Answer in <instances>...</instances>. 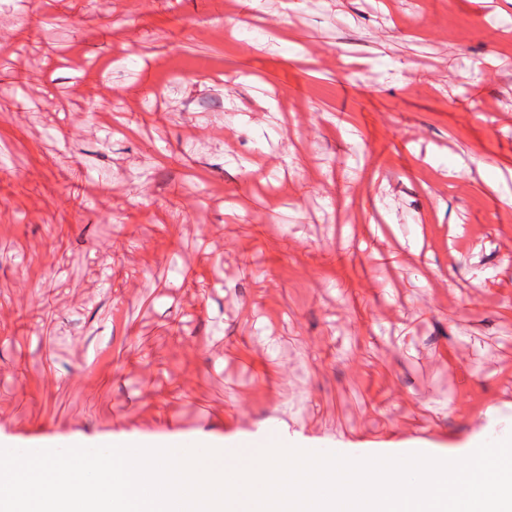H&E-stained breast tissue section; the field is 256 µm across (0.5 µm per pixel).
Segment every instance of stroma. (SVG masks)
I'll use <instances>...</instances> for the list:
<instances>
[{"mask_svg": "<svg viewBox=\"0 0 512 512\" xmlns=\"http://www.w3.org/2000/svg\"><path fill=\"white\" fill-rule=\"evenodd\" d=\"M0 26V446L512 436V0H0Z\"/></svg>", "mask_w": 512, "mask_h": 512, "instance_id": "1", "label": "stroma"}]
</instances>
